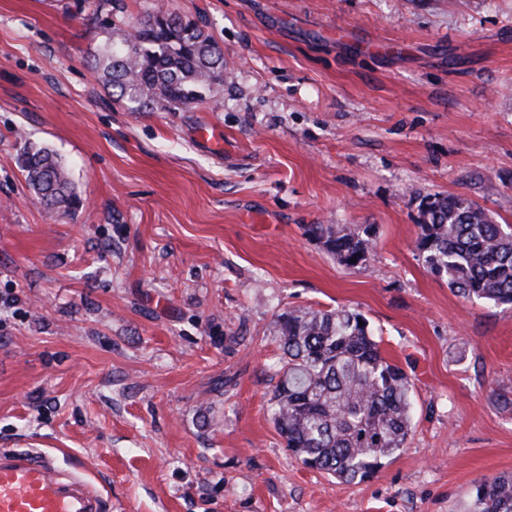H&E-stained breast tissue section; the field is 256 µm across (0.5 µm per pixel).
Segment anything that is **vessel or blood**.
<instances>
[{
	"label": "vessel or blood",
	"instance_id": "vessel-or-blood-1",
	"mask_svg": "<svg viewBox=\"0 0 512 512\" xmlns=\"http://www.w3.org/2000/svg\"><path fill=\"white\" fill-rule=\"evenodd\" d=\"M0 512H106L103 494L30 450L0 455Z\"/></svg>",
	"mask_w": 512,
	"mask_h": 512
}]
</instances>
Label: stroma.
Masks as SVG:
<instances>
[{
	"label": "stroma",
	"instance_id": "35a3bbf8",
	"mask_svg": "<svg viewBox=\"0 0 512 512\" xmlns=\"http://www.w3.org/2000/svg\"><path fill=\"white\" fill-rule=\"evenodd\" d=\"M0 0V452L91 476L109 512H470L512 473V307L415 247L421 199L512 224V0H167L223 86L130 112L89 55L150 0ZM83 205L45 210L24 142ZM312 224L376 244L349 269ZM362 313L414 386L411 438L361 482L304 466L268 412L279 314Z\"/></svg>",
	"mask_w": 512,
	"mask_h": 512
}]
</instances>
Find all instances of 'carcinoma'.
<instances>
[{
    "label": "carcinoma",
    "instance_id": "1",
    "mask_svg": "<svg viewBox=\"0 0 512 512\" xmlns=\"http://www.w3.org/2000/svg\"><path fill=\"white\" fill-rule=\"evenodd\" d=\"M130 32L92 54L106 89L130 112L176 110L202 101L224 83V53L187 16L151 3ZM19 164L48 208L80 207L69 172L56 155L31 143ZM416 248L431 273L467 298L512 304V225L454 194L419 205ZM308 232L348 268L372 253L369 228L313 224ZM280 379L269 400L272 423L305 466L344 481L371 477L407 447L413 432L411 380L380 348L369 321L345 308H292L275 321ZM472 512H512V474L482 482Z\"/></svg>",
    "mask_w": 512,
    "mask_h": 512
}]
</instances>
